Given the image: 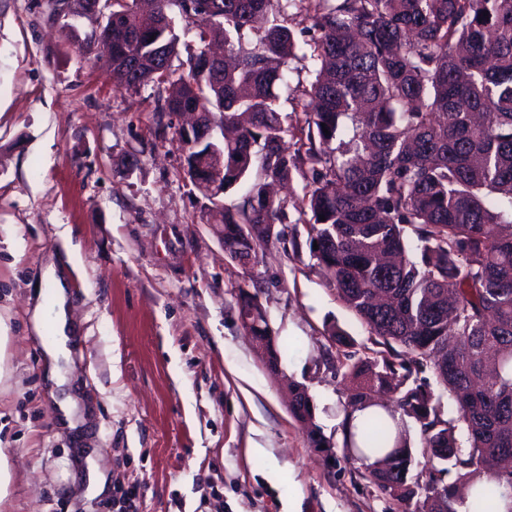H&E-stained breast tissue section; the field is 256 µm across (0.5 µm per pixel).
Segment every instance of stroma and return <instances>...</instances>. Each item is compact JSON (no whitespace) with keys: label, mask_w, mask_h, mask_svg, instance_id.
Returning <instances> with one entry per match:
<instances>
[{"label":"stroma","mask_w":512,"mask_h":512,"mask_svg":"<svg viewBox=\"0 0 512 512\" xmlns=\"http://www.w3.org/2000/svg\"><path fill=\"white\" fill-rule=\"evenodd\" d=\"M101 23L0 0V512H401L360 464L325 461L288 407L292 380L341 441L350 384L323 365L324 334L335 324L362 345L366 328L308 248L272 247L247 269L225 256L177 119L79 52ZM50 258L79 330L59 389L30 323ZM249 278L283 348L278 376L240 320L233 288ZM68 395L84 413L73 429Z\"/></svg>","instance_id":"1"}]
</instances>
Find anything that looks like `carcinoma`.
I'll list each match as a JSON object with an SVG mask.
<instances>
[{"label":"carcinoma","mask_w":512,"mask_h":512,"mask_svg":"<svg viewBox=\"0 0 512 512\" xmlns=\"http://www.w3.org/2000/svg\"><path fill=\"white\" fill-rule=\"evenodd\" d=\"M290 8L311 21L317 65L292 118L279 109L297 50ZM215 41L221 69L204 59ZM79 50L126 87H152L155 111L224 127V190L256 173L236 203L211 201L231 261L244 268L287 239L299 252L290 207L308 227L325 286L369 333L358 358L345 332L326 330V363L353 383L342 444L291 385L313 446L342 447L414 512H457L459 490L484 476L512 490V0H112V20ZM303 169L302 195L270 194ZM381 392L401 418L374 402ZM408 418L447 463L423 483Z\"/></svg>","instance_id":"cac0c4a2"}]
</instances>
